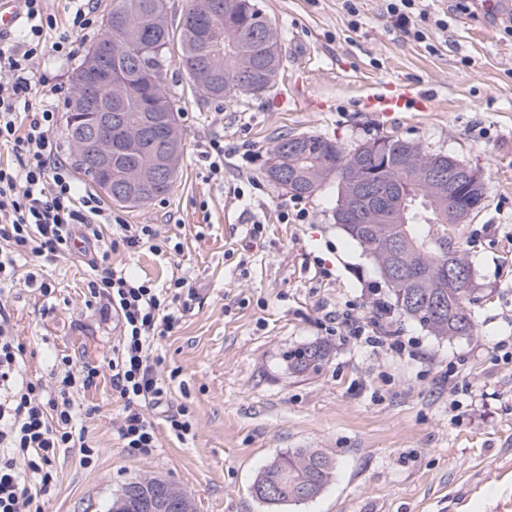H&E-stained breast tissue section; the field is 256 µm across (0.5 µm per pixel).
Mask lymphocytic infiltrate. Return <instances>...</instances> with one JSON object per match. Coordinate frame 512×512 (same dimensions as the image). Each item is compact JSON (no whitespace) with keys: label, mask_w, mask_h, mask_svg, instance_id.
I'll use <instances>...</instances> for the list:
<instances>
[{"label":"lymphocytic infiltrate","mask_w":512,"mask_h":512,"mask_svg":"<svg viewBox=\"0 0 512 512\" xmlns=\"http://www.w3.org/2000/svg\"><path fill=\"white\" fill-rule=\"evenodd\" d=\"M66 10L69 29L61 33L42 0H22L24 39L0 36V149L15 157L0 162V294L10 291L21 257L52 262L72 251L74 239L85 243L90 294L120 325L111 365L112 389L123 408L116 433L122 447L147 457L160 441L143 407L164 408L177 438L193 428L186 409L168 406L158 345L178 328L187 308L183 296L196 291L183 277L157 288L114 264V252L146 247L161 254L170 242L154 225L126 223L94 194H78L70 167L59 158L52 139L56 114L38 87L34 64L50 56L73 57V33L92 27L90 0H67ZM23 352L0 310V512H43L61 450L80 447L86 464L94 455L92 447L77 443L82 409L76 397L95 383L98 368L66 357L51 384L27 381L20 374Z\"/></svg>","instance_id":"1"}]
</instances>
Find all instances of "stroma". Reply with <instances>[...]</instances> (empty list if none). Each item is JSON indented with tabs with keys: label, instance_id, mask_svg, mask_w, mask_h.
<instances>
[{
	"label": "stroma",
	"instance_id": "stroma-1",
	"mask_svg": "<svg viewBox=\"0 0 512 512\" xmlns=\"http://www.w3.org/2000/svg\"><path fill=\"white\" fill-rule=\"evenodd\" d=\"M257 3L281 35L274 85L260 96L205 101L170 64L166 90L185 134L180 171L165 197L119 212L126 223L157 225L179 248L162 256L122 251L114 262L159 286L187 277L196 290L161 341L159 368L170 379L171 405L192 417L191 436L177 439L154 412L153 455L121 448L108 368L119 326L91 296L81 254L45 267L28 258L0 297L31 378L48 379L65 355L100 369L78 396L91 411L85 440L93 461L83 465L76 448L61 453L45 512H106L126 481L143 476L174 482L196 512H267L251 485L289 448L322 450L335 472L317 498L288 512H512V37L480 13L437 29L433 20L449 14L451 0H429L423 42L395 26L383 0ZM96 37H78L72 59L52 58L36 71L56 112L53 139L70 165V78ZM387 80L431 96L426 116L413 107L391 117L363 107ZM300 133L350 147L399 137L484 174V208L449 232L474 270L477 335L440 340L385 315L388 331L419 344L420 359L350 335L339 313L370 320L391 292L335 223V184L299 202L264 177L275 138ZM213 140L236 151L218 179L201 158ZM297 205L308 223L283 220ZM38 270L51 296L30 289L27 276ZM317 343L328 352L320 368L289 372L285 353ZM444 372L472 384L453 405Z\"/></svg>",
	"mask_w": 512,
	"mask_h": 512
}]
</instances>
